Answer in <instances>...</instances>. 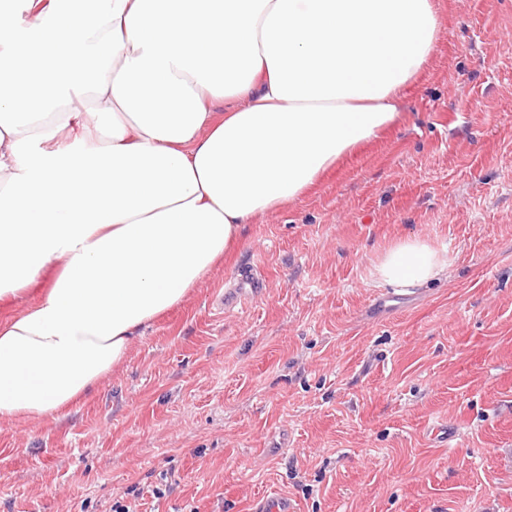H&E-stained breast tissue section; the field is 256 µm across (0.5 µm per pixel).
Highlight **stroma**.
I'll return each mask as SVG.
<instances>
[{
  "label": "stroma",
  "mask_w": 512,
  "mask_h": 512,
  "mask_svg": "<svg viewBox=\"0 0 512 512\" xmlns=\"http://www.w3.org/2000/svg\"><path fill=\"white\" fill-rule=\"evenodd\" d=\"M435 2L391 127L245 225L92 394L0 422V512H252L269 495L512 512V0ZM411 236L447 250L448 276L398 293L373 264Z\"/></svg>",
  "instance_id": "obj_1"
}]
</instances>
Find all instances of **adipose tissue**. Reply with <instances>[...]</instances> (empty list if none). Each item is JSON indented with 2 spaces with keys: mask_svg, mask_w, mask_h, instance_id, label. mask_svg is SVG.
Returning a JSON list of instances; mask_svg holds the SVG:
<instances>
[{
  "mask_svg": "<svg viewBox=\"0 0 512 512\" xmlns=\"http://www.w3.org/2000/svg\"><path fill=\"white\" fill-rule=\"evenodd\" d=\"M433 0H0V421L46 418L124 362L244 224L399 117ZM223 100V114L208 104ZM448 275L427 240L374 264ZM52 273L45 274L33 283L29 290L23 294L19 299L10 305L0 304V322L8 319L9 317L22 312L30 305L36 303L47 288L52 285Z\"/></svg>",
  "mask_w": 512,
  "mask_h": 512,
  "instance_id": "adipose-tissue-1",
  "label": "adipose tissue"
}]
</instances>
